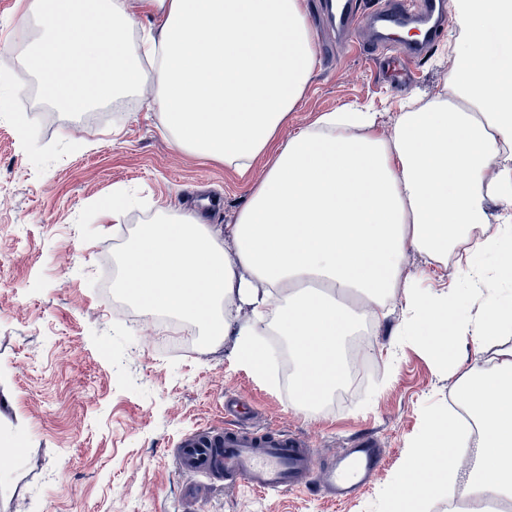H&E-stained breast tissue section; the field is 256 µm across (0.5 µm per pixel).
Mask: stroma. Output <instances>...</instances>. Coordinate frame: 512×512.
Here are the masks:
<instances>
[{
  "label": "stroma",
  "mask_w": 512,
  "mask_h": 512,
  "mask_svg": "<svg viewBox=\"0 0 512 512\" xmlns=\"http://www.w3.org/2000/svg\"><path fill=\"white\" fill-rule=\"evenodd\" d=\"M450 28L400 88L382 85L369 56L357 55L334 28L313 29L316 60L303 96L277 133L286 142L322 115L366 107L376 129L391 132L401 113L453 96L467 31L455 0ZM35 16L0 0V63L17 78L0 86V512H383L402 458L424 417L451 411L458 376L438 371L412 340L397 336L403 296L357 348L358 379L340 396L302 412L277 360L255 378L235 357L237 336L193 334L187 351L169 349L119 286L121 256L138 225L211 200L215 230L235 223L251 188L271 163L260 156L245 174L177 151L148 111V90H126L70 113L46 100L25 58ZM119 221L99 207L116 196ZM422 273L426 293L467 287L460 270L404 260ZM244 397L254 425L311 442L320 458L366 433L384 466L345 502L288 490L260 494L176 468L182 439L224 426V398ZM21 455H13L15 443Z\"/></svg>",
  "instance_id": "obj_1"
}]
</instances>
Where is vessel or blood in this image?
I'll list each match as a JSON object with an SVG mask.
<instances>
[{
    "instance_id": "1",
    "label": "vessel or blood",
    "mask_w": 512,
    "mask_h": 512,
    "mask_svg": "<svg viewBox=\"0 0 512 512\" xmlns=\"http://www.w3.org/2000/svg\"><path fill=\"white\" fill-rule=\"evenodd\" d=\"M319 9L325 21L349 37L352 51H367L380 72L403 84L413 82L417 63L431 52L449 23L447 0H320ZM360 25L374 33L370 46L352 39ZM404 28L417 31L418 39L398 40L396 33ZM247 414L246 401L226 402L220 432L187 435L176 452L180 472L242 481L260 493L318 490L331 501L342 502L375 481L384 465L375 438L357 439L353 447L323 460L300 437L247 426Z\"/></svg>"
}]
</instances>
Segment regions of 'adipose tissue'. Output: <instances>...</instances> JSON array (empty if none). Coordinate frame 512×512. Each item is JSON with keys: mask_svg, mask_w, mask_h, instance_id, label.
Instances as JSON below:
<instances>
[{"mask_svg": "<svg viewBox=\"0 0 512 512\" xmlns=\"http://www.w3.org/2000/svg\"><path fill=\"white\" fill-rule=\"evenodd\" d=\"M34 62L45 96L82 112L119 90H138L152 71L151 103L163 133L182 152L242 172L276 149L227 234L192 211L141 225L123 257V290L147 315H166L219 337L249 309L237 356L268 372L260 324L274 319L296 359V407L311 410L345 379L343 342L362 317L378 319L401 289L402 330L452 368L455 342L477 356L458 397L479 419L470 468L472 496L512 501V302L486 298L470 318L451 288L426 295L404 273L407 252L425 263L455 260L471 283L487 263L512 279V225L475 235L485 182L512 202V167L498 163L512 140V0H459L467 45L455 83L463 101L402 113L391 139L365 112H332L277 144L315 62L302 0H49L36 9ZM154 26L131 39L137 16ZM232 248H225V240ZM492 357H485L488 348ZM467 441L447 414L427 415L398 473L388 512H421L423 473L441 482L459 466Z\"/></svg>", "mask_w": 512, "mask_h": 512, "instance_id": "obj_1", "label": "adipose tissue"}]
</instances>
